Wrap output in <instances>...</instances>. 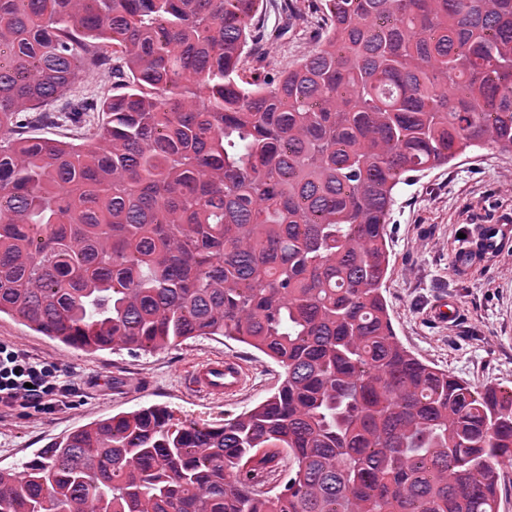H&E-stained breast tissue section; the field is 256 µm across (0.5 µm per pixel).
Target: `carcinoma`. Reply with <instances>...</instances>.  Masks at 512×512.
<instances>
[{"label": "carcinoma", "mask_w": 512, "mask_h": 512, "mask_svg": "<svg viewBox=\"0 0 512 512\" xmlns=\"http://www.w3.org/2000/svg\"><path fill=\"white\" fill-rule=\"evenodd\" d=\"M260 2L0 0V315L285 371L222 423L79 427L0 470V512H498L512 391L411 354L382 286L398 185L512 153V0H319L317 48L246 81Z\"/></svg>", "instance_id": "carcinoma-1"}]
</instances>
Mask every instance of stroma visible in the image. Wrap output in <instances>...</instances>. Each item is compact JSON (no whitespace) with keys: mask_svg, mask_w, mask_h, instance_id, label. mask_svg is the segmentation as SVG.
<instances>
[{"mask_svg":"<svg viewBox=\"0 0 512 512\" xmlns=\"http://www.w3.org/2000/svg\"><path fill=\"white\" fill-rule=\"evenodd\" d=\"M265 36L250 59L260 77L286 70L317 46L316 21L282 31V0H262ZM387 226L391 269L384 296L396 335L423 362L476 386L512 387V244L459 271L462 242L480 225L512 214V155L487 146L401 186ZM454 319L433 320L441 299ZM0 341L57 364L72 389L51 414L15 407L0 411V469L20 470L55 438L101 418L158 404L175 418L218 423L270 397L283 375L275 361L223 338L198 337L165 350L78 351L41 336L17 318L0 316ZM234 356L250 375L237 393L211 399L187 384L199 361Z\"/></svg>","mask_w":512,"mask_h":512,"instance_id":"stroma-1","label":"stroma"}]
</instances>
